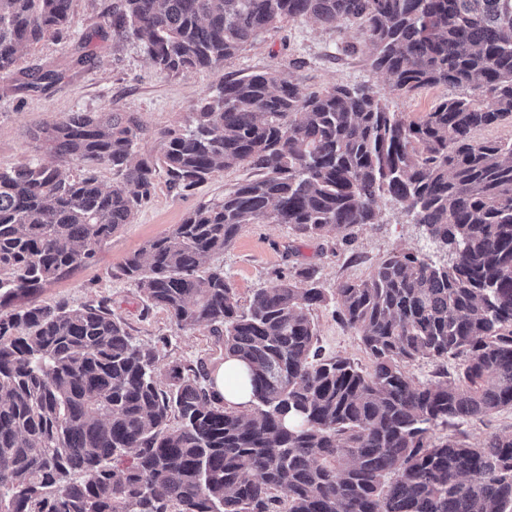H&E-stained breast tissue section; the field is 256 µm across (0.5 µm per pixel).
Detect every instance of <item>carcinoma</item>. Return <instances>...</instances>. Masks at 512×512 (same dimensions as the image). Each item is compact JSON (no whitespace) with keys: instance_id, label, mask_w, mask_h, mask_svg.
<instances>
[{"instance_id":"obj_1","label":"carcinoma","mask_w":512,"mask_h":512,"mask_svg":"<svg viewBox=\"0 0 512 512\" xmlns=\"http://www.w3.org/2000/svg\"><path fill=\"white\" fill-rule=\"evenodd\" d=\"M72 0H0V79L21 51L71 28ZM357 26L345 46L392 92L453 87L417 120L384 94L337 83L303 94L275 70L227 81L188 124L150 133L130 112H74L33 141L79 168L0 171V512H512V432L479 446L439 425L512 411V0H123L112 25L167 74L213 68L284 22ZM59 79L27 74L23 89ZM109 165L115 180L95 175ZM254 176L187 212L121 265L184 331L242 360L250 412L211 397L203 363L158 381V355L102 300L22 306L94 259L164 170L184 195L223 169ZM401 203L448 250L437 266L391 253L338 284L337 315L372 361L320 357L310 310L327 302L307 266L239 305L203 259L245 224L318 238ZM458 361L416 382L404 364Z\"/></svg>"}]
</instances>
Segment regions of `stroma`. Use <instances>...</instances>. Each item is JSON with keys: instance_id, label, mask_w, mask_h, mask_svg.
<instances>
[{"instance_id": "obj_1", "label": "stroma", "mask_w": 512, "mask_h": 512, "mask_svg": "<svg viewBox=\"0 0 512 512\" xmlns=\"http://www.w3.org/2000/svg\"><path fill=\"white\" fill-rule=\"evenodd\" d=\"M118 3L72 0V29L62 38H47L23 51L18 70L53 69L59 74L57 81L36 91L15 90L10 82H0V171L53 162V155L30 133L70 113L131 112L155 132L183 125L200 98L225 79L243 73L274 69L294 80L304 93L336 83H364L384 92L392 111L412 118L421 116L444 94L440 88L407 96L390 93L385 74L367 66L362 55L344 52L345 43L360 37L356 27L329 28L307 20L283 23L218 68L165 74L152 65L139 41L114 36L112 8ZM250 175L244 165L222 170L184 197L169 188L165 175H158L135 222L114 234L93 262L32 296V303L64 301L77 307L107 300L134 340L158 351V377L164 384L173 367L198 360L214 362L218 347L208 329L179 330L164 309L150 305L138 288L117 278L116 272L127 256L146 241L168 233L197 204L223 196ZM376 211V223L320 238L304 237L285 224H248L231 247L206 258L203 265L223 267L244 306L257 289L272 286L277 277H290L295 267H316L328 297L326 304L311 312L322 353L350 359L367 370L371 361L359 336L336 317L337 285L367 278L380 259L393 252H413L439 265L448 261L447 252L390 196L378 198Z\"/></svg>"}]
</instances>
